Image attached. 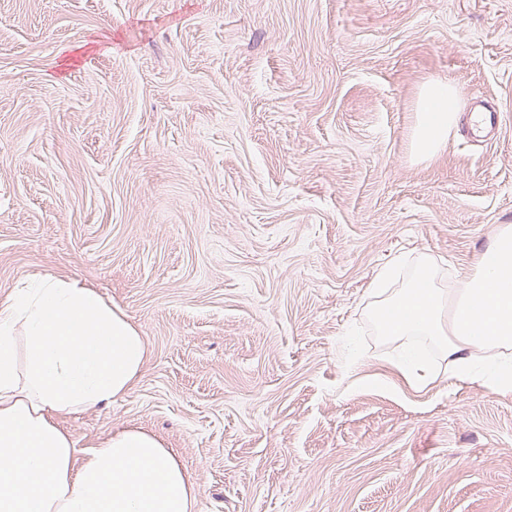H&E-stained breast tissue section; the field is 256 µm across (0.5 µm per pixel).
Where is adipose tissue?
<instances>
[{
	"label": "adipose tissue",
	"instance_id": "obj_1",
	"mask_svg": "<svg viewBox=\"0 0 512 512\" xmlns=\"http://www.w3.org/2000/svg\"><path fill=\"white\" fill-rule=\"evenodd\" d=\"M458 113L451 83L422 89L417 158L445 149ZM397 275L391 264L372 283L381 334L432 337L451 355L452 377L512 391V227L453 289L437 285L426 261L396 289ZM145 357L124 312L80 280L46 275L0 302V512H196L194 482L154 434L119 430L79 459L61 425L125 395Z\"/></svg>",
	"mask_w": 512,
	"mask_h": 512
}]
</instances>
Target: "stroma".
I'll list each match as a JSON object with an SVG mask.
<instances>
[{"label":"stroma","mask_w":512,"mask_h":512,"mask_svg":"<svg viewBox=\"0 0 512 512\" xmlns=\"http://www.w3.org/2000/svg\"><path fill=\"white\" fill-rule=\"evenodd\" d=\"M452 82L443 153L411 154ZM487 108L491 137L467 118ZM512 226V0H0V300L76 277L147 358L67 417L154 433L197 512H512V392L407 383L369 284ZM458 95L450 82L426 85L420 94L414 126L412 151L420 159H432L448 144L458 121Z\"/></svg>","instance_id":"35a3bbf8"}]
</instances>
